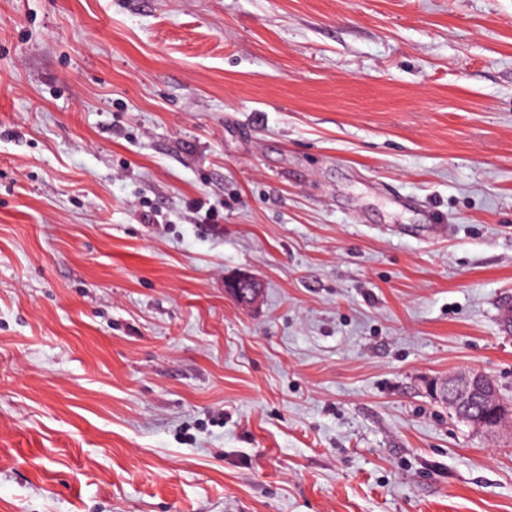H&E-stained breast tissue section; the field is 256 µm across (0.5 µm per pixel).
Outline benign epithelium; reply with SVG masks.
<instances>
[{
	"mask_svg": "<svg viewBox=\"0 0 512 512\" xmlns=\"http://www.w3.org/2000/svg\"><path fill=\"white\" fill-rule=\"evenodd\" d=\"M448 408L469 414L470 425L482 432H494L512 420V408L498 396L493 380L471 371L448 377V387L435 389Z\"/></svg>",
	"mask_w": 512,
	"mask_h": 512,
	"instance_id": "benign-epithelium-1",
	"label": "benign epithelium"
}]
</instances>
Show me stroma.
Masks as SVG:
<instances>
[{"mask_svg":"<svg viewBox=\"0 0 512 512\" xmlns=\"http://www.w3.org/2000/svg\"><path fill=\"white\" fill-rule=\"evenodd\" d=\"M509 306L512 0H0V512H512ZM435 395L448 405V409L457 412L454 414L459 421L467 423L458 413L469 414L468 422L478 431L494 432L507 422L511 425L510 407L499 398L493 380L481 372L448 376V387L444 391L442 387H436ZM479 401L492 407L491 415L485 412L470 414L471 407Z\"/></svg>","mask_w":512,"mask_h":512,"instance_id":"stroma-1","label":"stroma"}]
</instances>
